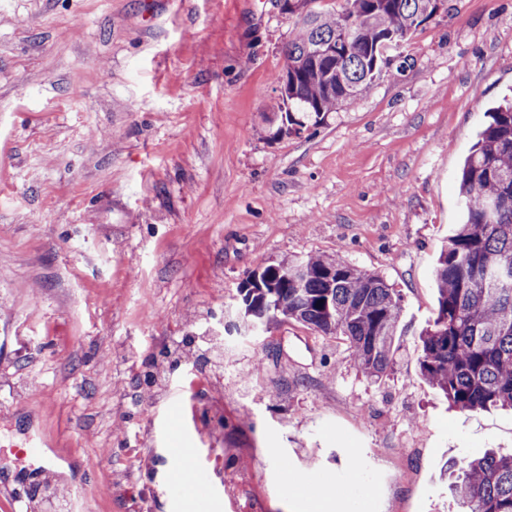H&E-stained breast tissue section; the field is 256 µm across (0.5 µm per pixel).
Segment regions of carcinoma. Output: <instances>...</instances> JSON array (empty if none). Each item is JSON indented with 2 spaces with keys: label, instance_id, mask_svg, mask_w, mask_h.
I'll list each match as a JSON object with an SVG mask.
<instances>
[{
  "label": "carcinoma",
  "instance_id": "1",
  "mask_svg": "<svg viewBox=\"0 0 512 512\" xmlns=\"http://www.w3.org/2000/svg\"><path fill=\"white\" fill-rule=\"evenodd\" d=\"M433 17L431 0H345L336 14L313 7L297 16L285 57L306 63L289 76L288 112L318 117L353 102ZM361 18L352 52L309 60L315 46L336 40L341 24ZM490 118L458 175L463 220L440 250L434 318L420 335L421 375L461 412L512 408V102ZM298 263L308 271L301 282L293 276ZM333 266L328 283L322 272ZM239 292L250 320H293L347 341L371 379L393 366L402 295L375 272L338 257H288L251 273ZM461 471L453 494L463 512H512V455L488 452Z\"/></svg>",
  "mask_w": 512,
  "mask_h": 512
}]
</instances>
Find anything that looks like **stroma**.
<instances>
[{
  "label": "stroma",
  "instance_id": "obj_1",
  "mask_svg": "<svg viewBox=\"0 0 512 512\" xmlns=\"http://www.w3.org/2000/svg\"><path fill=\"white\" fill-rule=\"evenodd\" d=\"M294 33L277 0H0V445L51 443L0 454V512H303L294 487L328 512H458L452 464L512 454L511 410H449L418 367L458 173L512 96V0H453L404 71L289 135ZM291 255L400 291L382 379L288 321L225 332L208 377L202 336ZM173 448L199 451L175 498Z\"/></svg>",
  "mask_w": 512,
  "mask_h": 512
}]
</instances>
